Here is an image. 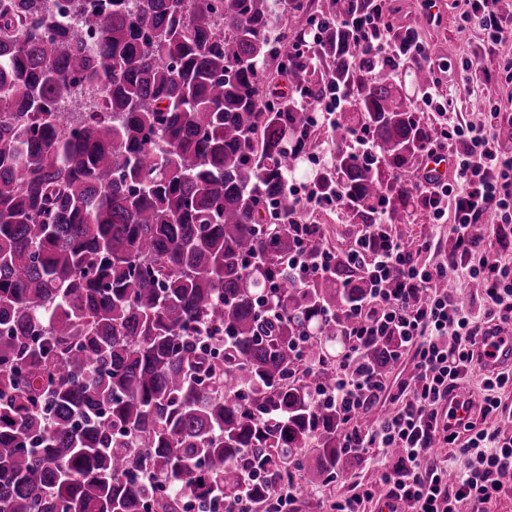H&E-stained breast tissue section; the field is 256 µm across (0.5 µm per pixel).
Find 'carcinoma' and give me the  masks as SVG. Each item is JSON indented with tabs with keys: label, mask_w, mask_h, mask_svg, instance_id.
I'll list each match as a JSON object with an SVG mask.
<instances>
[{
	"label": "carcinoma",
	"mask_w": 512,
	"mask_h": 512,
	"mask_svg": "<svg viewBox=\"0 0 512 512\" xmlns=\"http://www.w3.org/2000/svg\"><path fill=\"white\" fill-rule=\"evenodd\" d=\"M376 4L327 0L312 33L282 23L304 0H0V512H279L276 491L362 464L317 386L371 282L346 252L303 283L288 268L327 247L322 224L288 230V174L325 126L272 97L344 89L320 191L365 230L424 220L430 75L336 25ZM401 341L371 337V379Z\"/></svg>",
	"instance_id": "carcinoma-1"
}]
</instances>
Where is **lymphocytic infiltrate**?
<instances>
[{"label":"lymphocytic infiltrate","mask_w":512,"mask_h":512,"mask_svg":"<svg viewBox=\"0 0 512 512\" xmlns=\"http://www.w3.org/2000/svg\"><path fill=\"white\" fill-rule=\"evenodd\" d=\"M501 0H464L461 30L478 27L493 53L497 68L512 70L504 49L512 44V20ZM356 46L376 61L397 68L408 61L431 66L426 50L398 49L383 28L381 14L352 25ZM471 80L470 74L449 76L447 93L432 80L423 97L431 110L438 142L425 151L426 158L441 157L445 144H453V166L446 177L418 178L417 199L433 223L453 218L458 249L430 259L432 240L407 243L389 225H378L385 246H368L359 236L351 251L372 279L370 299L356 308L351 322L352 347L343 373L327 391L347 424H355L361 408L378 398L382 385L362 369L366 340L396 332L413 364L409 380L395 394V409L364 431L359 446L382 463L378 481L386 499L401 512H488L490 505L512 497V435L498 428H477L472 416L497 417L502 396L512 388V367L485 368L488 337L512 332V257L483 248L484 224H491L498 241L512 234V157L501 151L495 131L496 113L478 118L458 116V102ZM479 282L481 304H464L455 289L438 287L443 277ZM425 293L420 307L409 303L412 293ZM480 377L478 398L458 399L456 391L471 377ZM468 417L456 419V409ZM452 448L466 458V468L435 456L436 445Z\"/></svg>","instance_id":"1"}]
</instances>
